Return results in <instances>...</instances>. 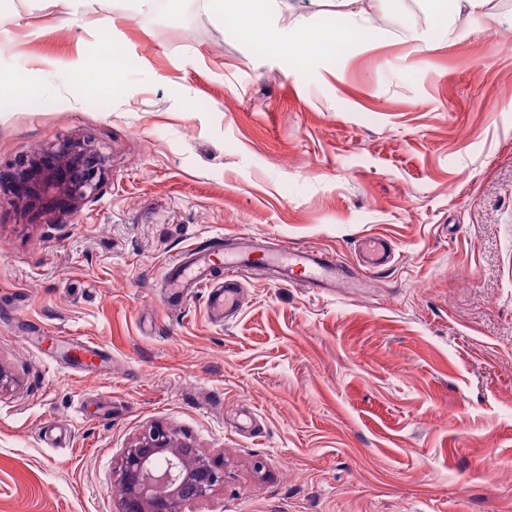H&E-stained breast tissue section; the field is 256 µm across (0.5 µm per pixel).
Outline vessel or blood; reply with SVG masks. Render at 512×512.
<instances>
[{"instance_id": "1", "label": "vessel or blood", "mask_w": 512, "mask_h": 512, "mask_svg": "<svg viewBox=\"0 0 512 512\" xmlns=\"http://www.w3.org/2000/svg\"><path fill=\"white\" fill-rule=\"evenodd\" d=\"M276 268L282 278L302 287H320L334 282L339 274L337 263L313 251L286 246L274 251H256L249 246L225 255L224 277L212 280L207 273L204 256H197L194 265H187L183 255L173 256L166 264V273L175 278L190 277L194 287L206 290L207 308L212 317H233L238 310L242 282L254 270Z\"/></svg>"}]
</instances>
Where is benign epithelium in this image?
Instances as JSON below:
<instances>
[{
	"instance_id": "benign-epithelium-1",
	"label": "benign epithelium",
	"mask_w": 512,
	"mask_h": 512,
	"mask_svg": "<svg viewBox=\"0 0 512 512\" xmlns=\"http://www.w3.org/2000/svg\"><path fill=\"white\" fill-rule=\"evenodd\" d=\"M104 166L99 151L64 143L18 165L11 189L17 198L44 199L74 213L98 189ZM224 480V463L199 453L188 435L155 424L123 452L120 512H184Z\"/></svg>"
}]
</instances>
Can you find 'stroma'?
<instances>
[{"label": "stroma", "instance_id": "stroma-1", "mask_svg": "<svg viewBox=\"0 0 512 512\" xmlns=\"http://www.w3.org/2000/svg\"><path fill=\"white\" fill-rule=\"evenodd\" d=\"M282 3L338 22L336 0ZM494 7L495 37L461 15L452 41L429 0H376L372 37L300 63L204 0H11L0 76L38 77L0 112V171L65 142L108 163L75 215L0 190V512H119L122 453L156 423L225 463L188 512H512V0ZM104 16L134 65L97 91L70 66L100 57ZM242 236L348 275L248 276L223 322L203 291L168 305L169 258ZM371 236L394 258L355 273Z\"/></svg>", "mask_w": 512, "mask_h": 512}]
</instances>
